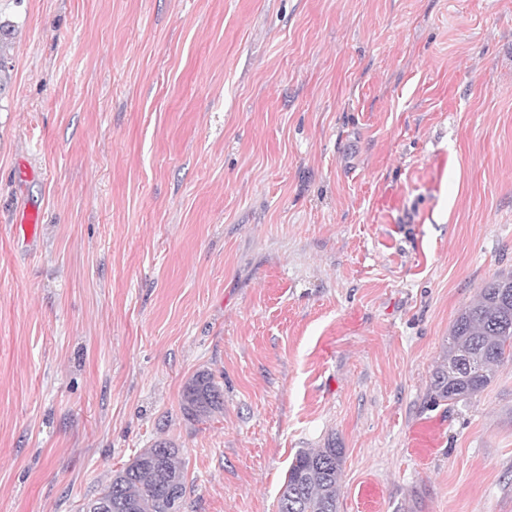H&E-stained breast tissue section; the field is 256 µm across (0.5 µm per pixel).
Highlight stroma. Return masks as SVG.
I'll return each instance as SVG.
<instances>
[{
	"label": "stroma",
	"instance_id": "1",
	"mask_svg": "<svg viewBox=\"0 0 512 512\" xmlns=\"http://www.w3.org/2000/svg\"><path fill=\"white\" fill-rule=\"evenodd\" d=\"M0 512L156 442L183 512H512V362L430 403L512 274V0H0ZM36 223H21L22 213ZM213 374L224 409L187 419ZM12 30L9 23H0V90L10 79ZM181 406L184 414L195 421H205L223 410L224 400L212 373L200 371L188 381ZM341 450L332 441L299 452L286 472L277 512H337Z\"/></svg>",
	"mask_w": 512,
	"mask_h": 512
}]
</instances>
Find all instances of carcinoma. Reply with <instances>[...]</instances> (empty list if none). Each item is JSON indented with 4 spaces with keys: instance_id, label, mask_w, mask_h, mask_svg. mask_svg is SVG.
<instances>
[{
    "instance_id": "cac0c4a2",
    "label": "carcinoma",
    "mask_w": 512,
    "mask_h": 512,
    "mask_svg": "<svg viewBox=\"0 0 512 512\" xmlns=\"http://www.w3.org/2000/svg\"><path fill=\"white\" fill-rule=\"evenodd\" d=\"M12 30L0 23V88L10 79ZM512 361V274L495 275L478 298L456 317L442 362L432 372L434 402L455 403L484 390L492 368ZM224 400L212 373L200 371L185 385L184 414L203 421L223 410ZM342 451L335 442L299 452L286 472L277 512H337ZM187 495L179 449L160 441L114 472L78 512L104 503L102 512H165L168 497Z\"/></svg>"
}]
</instances>
